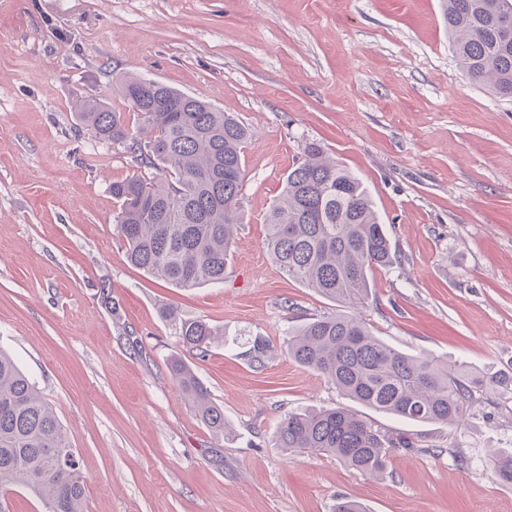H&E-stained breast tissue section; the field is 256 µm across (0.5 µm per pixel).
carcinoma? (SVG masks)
Listing matches in <instances>:
<instances>
[{"label":"carcinoma","mask_w":512,"mask_h":512,"mask_svg":"<svg viewBox=\"0 0 512 512\" xmlns=\"http://www.w3.org/2000/svg\"><path fill=\"white\" fill-rule=\"evenodd\" d=\"M442 18L464 75L512 99V0H442ZM118 92L153 132L144 142L125 113L98 99L75 105L76 119L102 141L122 147L140 172L112 183L118 236L131 265L177 288L224 280L239 224L244 150L249 129L229 112L154 80L126 77ZM265 246L291 279L340 305L368 297L373 270L393 263L390 239L361 180L309 142L266 217ZM221 335L203 320L180 323L183 346L204 357ZM288 357L327 378L346 397L412 423L460 424L483 391L512 394V376L473 373L433 356L401 352L375 336L359 316L317 318L286 341ZM270 342L256 336L249 349L263 363ZM171 377L200 420L224 433V409L179 356ZM274 447L290 453L330 454L352 470L377 476L397 448H412L355 411L339 406L285 414ZM488 466L512 484V451L497 449ZM22 486L47 512H85L86 491L75 452L52 406L13 356L0 350V490Z\"/></svg>","instance_id":"carcinoma-1"}]
</instances>
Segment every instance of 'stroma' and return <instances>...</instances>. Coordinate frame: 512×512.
I'll return each mask as SVG.
<instances>
[{"label":"stroma","instance_id":"obj_1","mask_svg":"<svg viewBox=\"0 0 512 512\" xmlns=\"http://www.w3.org/2000/svg\"><path fill=\"white\" fill-rule=\"evenodd\" d=\"M122 76L207 99L251 132L221 283L178 288L127 260L110 186L134 166L74 117L86 97L126 111ZM311 141L367 187L395 254L353 314L407 354L512 373V100L465 78L440 0H0V348L66 429L86 512H333L343 495L367 512H512V485L486 466L512 448L508 395H480L459 426L365 411L417 443L374 478L273 447L284 414L348 403L284 345L337 304L264 245ZM183 320L224 338L199 357ZM258 335L272 342L261 364ZM175 356L226 434L182 396ZM171 377L182 393L197 408L200 420L216 434H224V409L210 400L207 388L181 357H172L168 364Z\"/></svg>","mask_w":512,"mask_h":512}]
</instances>
